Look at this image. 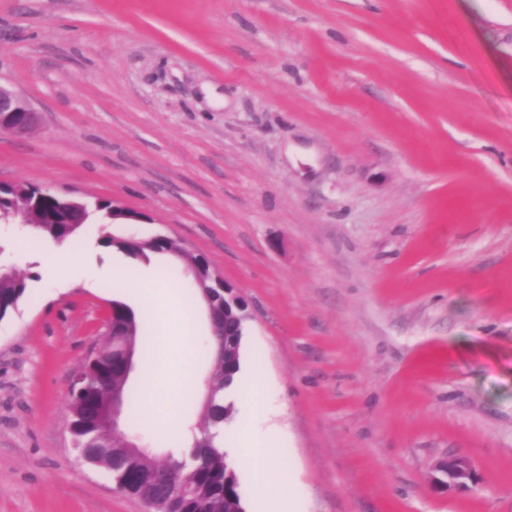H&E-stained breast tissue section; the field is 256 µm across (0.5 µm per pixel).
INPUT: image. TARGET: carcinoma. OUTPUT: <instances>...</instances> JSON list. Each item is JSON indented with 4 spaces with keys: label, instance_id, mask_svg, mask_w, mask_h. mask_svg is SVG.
<instances>
[{
    "label": "carcinoma",
    "instance_id": "obj_1",
    "mask_svg": "<svg viewBox=\"0 0 512 512\" xmlns=\"http://www.w3.org/2000/svg\"><path fill=\"white\" fill-rule=\"evenodd\" d=\"M57 202L55 197L44 194L42 207L29 213L28 218L36 223V229L56 242L71 239L74 233L66 224H49L47 220L55 213ZM101 246L116 247L131 256L148 258L150 253H173L178 257L185 256L181 246L168 238L155 237L137 243L116 240L111 236L102 239ZM28 283L16 272L6 268L0 274V319L26 297ZM112 306L121 312L132 329L130 340L141 361H146L154 354V347L149 336L148 324L136 316L131 308L114 300ZM240 331L233 324H228L224 336V359L215 360L212 370V384L216 390L228 388L233 375L239 370L240 364ZM119 387L122 390V412L130 423L139 418V397L130 390L120 373L112 370V366L102 361L94 366L89 402L99 404ZM232 406L216 402L210 407L200 410L195 424L198 431L195 443L188 451L179 456L169 454L166 463L160 464L149 451L141 456H133L127 451V438L113 435L96 425L88 409H78L76 417L71 421V432L75 446L82 459L96 467L107 471L113 481L123 482L136 471H156L164 469H181L190 473L191 480L199 489L200 494L191 499L170 497L167 494L152 492V497L165 502L168 512H246L244 501L239 491V483L234 467L226 459V453L214 442L212 429L228 420Z\"/></svg>",
    "mask_w": 512,
    "mask_h": 512
}]
</instances>
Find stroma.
I'll list each match as a JSON object with an SVG mask.
<instances>
[{
	"mask_svg": "<svg viewBox=\"0 0 512 512\" xmlns=\"http://www.w3.org/2000/svg\"><path fill=\"white\" fill-rule=\"evenodd\" d=\"M0 83L38 114L0 181L111 199L95 288L0 223V512H146L78 457L68 390L122 272L176 240L248 304L305 512H512V0H0ZM178 353L199 378L209 330ZM466 456V489L435 464ZM102 247L118 249L128 253L134 257H142L148 259V253H173L179 258L184 257L185 253L181 246L168 238L155 237L148 241H137V243L116 240L111 236H107L100 242ZM28 288L25 278H20L16 272L8 268L3 270L0 274V319L17 307L26 297Z\"/></svg>",
	"mask_w": 512,
	"mask_h": 512,
	"instance_id": "35a3bbf8",
	"label": "stroma"
}]
</instances>
